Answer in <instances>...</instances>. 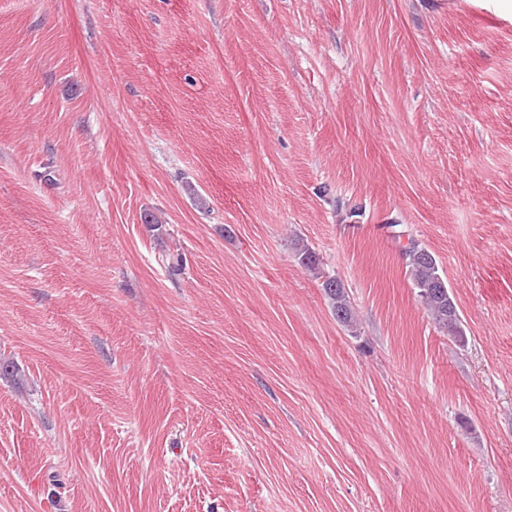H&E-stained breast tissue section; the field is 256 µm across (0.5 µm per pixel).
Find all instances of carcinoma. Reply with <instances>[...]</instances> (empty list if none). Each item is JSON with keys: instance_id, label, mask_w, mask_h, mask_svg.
<instances>
[{"instance_id": "obj_1", "label": "carcinoma", "mask_w": 512, "mask_h": 512, "mask_svg": "<svg viewBox=\"0 0 512 512\" xmlns=\"http://www.w3.org/2000/svg\"><path fill=\"white\" fill-rule=\"evenodd\" d=\"M297 257L306 271L322 280V289L336 320L346 327L353 326L352 305L340 280L322 272L319 256L308 246H301ZM404 258L413 287L417 289V296L434 323L452 337L463 339L460 314L436 258L414 240L405 249Z\"/></svg>"}]
</instances>
